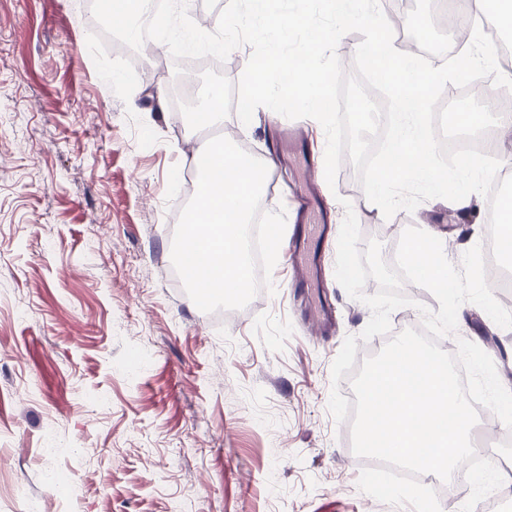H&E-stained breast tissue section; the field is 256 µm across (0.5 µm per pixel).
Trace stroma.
Instances as JSON below:
<instances>
[{
    "mask_svg": "<svg viewBox=\"0 0 512 512\" xmlns=\"http://www.w3.org/2000/svg\"><path fill=\"white\" fill-rule=\"evenodd\" d=\"M90 2L0 0V512L35 500L41 512H413L359 490L350 430L328 410L333 361L371 318L335 278L342 203L386 262L414 225L432 227L457 265L490 238L487 199L453 223L437 198L379 221L350 162L335 186L319 175V122L260 107L245 124L225 104V127L256 158H273L281 136L295 143L292 163L267 173L262 210L332 229L322 288L289 298L282 252L273 291L237 322L209 319L169 270L188 148L216 131L185 121L169 96L170 51L109 48L138 77L129 101L114 94L87 47L99 30ZM436 9L412 0L387 18L444 45ZM141 122L159 137L147 148ZM305 183L310 214L293 195ZM456 334L512 390V329L466 303Z\"/></svg>",
    "mask_w": 512,
    "mask_h": 512,
    "instance_id": "obj_1",
    "label": "stroma"
}]
</instances>
